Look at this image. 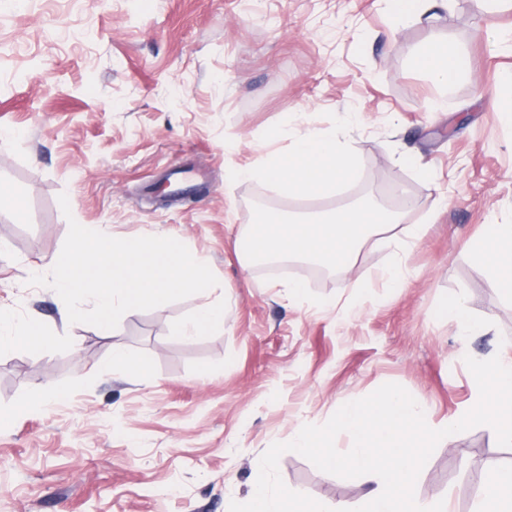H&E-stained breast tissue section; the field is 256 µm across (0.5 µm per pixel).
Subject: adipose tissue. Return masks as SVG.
<instances>
[{
	"mask_svg": "<svg viewBox=\"0 0 512 512\" xmlns=\"http://www.w3.org/2000/svg\"><path fill=\"white\" fill-rule=\"evenodd\" d=\"M415 63L440 87L467 70L463 52L436 41L419 51ZM355 172L352 151L335 134L322 133L296 139L288 154H269L247 170L248 178L275 183L289 195L331 194ZM423 224L405 223L402 214L373 203L336 209L323 219L259 220L245 240L248 259L304 258L329 267L351 265L367 242L408 251L426 233ZM477 260L494 277L503 295L512 299V224L485 225L473 246ZM54 336L36 322H13L9 310L0 309V351L24 345L34 353L48 349ZM477 512H512V466L493 465L482 482Z\"/></svg>",
	"mask_w": 512,
	"mask_h": 512,
	"instance_id": "ef3b65f1",
	"label": "adipose tissue"
}]
</instances>
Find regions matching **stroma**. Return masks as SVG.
<instances>
[{
	"label": "stroma",
	"instance_id": "35a3bbf8",
	"mask_svg": "<svg viewBox=\"0 0 512 512\" xmlns=\"http://www.w3.org/2000/svg\"><path fill=\"white\" fill-rule=\"evenodd\" d=\"M492 23L512 28V0H433L399 25L384 0H0V307L56 338L0 353V512H229L272 443L382 384L425 401L435 426L469 406L465 356L512 357V301L471 249L484 224H512V128L495 105L512 54L494 49ZM436 39L470 68L444 91L412 65ZM276 128L288 137L269 140ZM330 131L357 157L340 193L295 198L235 176ZM426 162L431 183L415 171ZM170 165L204 189L148 203ZM367 196L426 225L404 256L369 243L352 270L318 279L304 259L243 264L261 210L313 217ZM72 219L180 240L218 279L207 300L224 306L223 329L180 336L196 296L124 315L108 339L70 324L28 279L47 274ZM398 261L394 288L381 272ZM453 298L483 331L444 313ZM116 347L147 373L109 369ZM52 389L68 399L49 402ZM504 454L487 427L452 435L415 494L474 512L485 462ZM278 469L328 507L364 502L359 480L298 453Z\"/></svg>",
	"mask_w": 512,
	"mask_h": 512
}]
</instances>
